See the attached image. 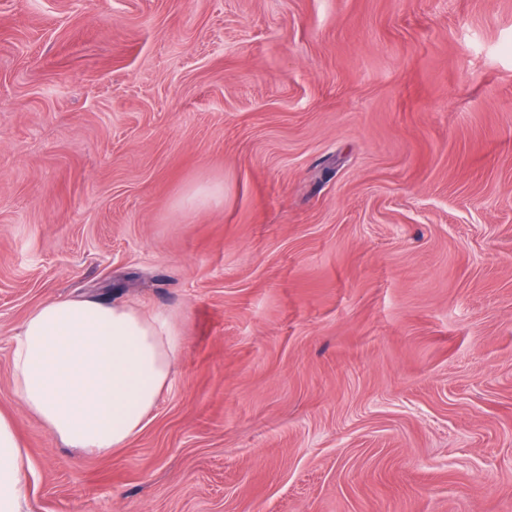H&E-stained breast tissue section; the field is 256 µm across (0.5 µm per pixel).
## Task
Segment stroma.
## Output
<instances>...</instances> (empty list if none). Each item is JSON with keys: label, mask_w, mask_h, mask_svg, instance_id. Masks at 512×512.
<instances>
[{"label": "stroma", "mask_w": 512, "mask_h": 512, "mask_svg": "<svg viewBox=\"0 0 512 512\" xmlns=\"http://www.w3.org/2000/svg\"><path fill=\"white\" fill-rule=\"evenodd\" d=\"M82 294L183 342L97 456L9 367ZM0 411L33 512H512V0H0Z\"/></svg>", "instance_id": "stroma-1"}]
</instances>
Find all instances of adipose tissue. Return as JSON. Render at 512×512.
I'll return each mask as SVG.
<instances>
[{
    "label": "adipose tissue",
    "mask_w": 512,
    "mask_h": 512,
    "mask_svg": "<svg viewBox=\"0 0 512 512\" xmlns=\"http://www.w3.org/2000/svg\"><path fill=\"white\" fill-rule=\"evenodd\" d=\"M182 351L173 315L67 297L30 311L11 339L13 393L65 446L125 447L151 419ZM31 459L0 413V512H32Z\"/></svg>",
    "instance_id": "1"
}]
</instances>
